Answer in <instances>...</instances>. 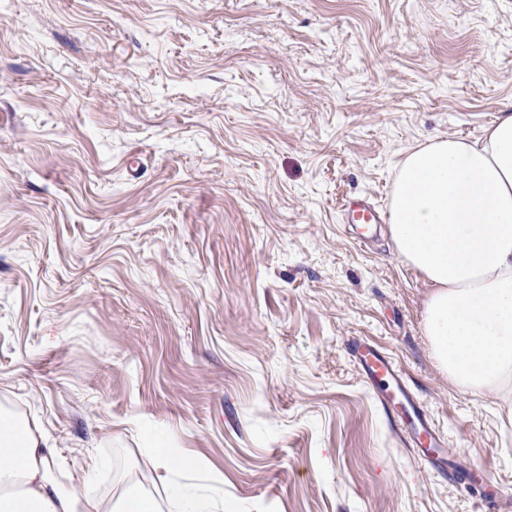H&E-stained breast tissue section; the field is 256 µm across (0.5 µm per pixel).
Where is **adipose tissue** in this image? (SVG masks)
<instances>
[{
    "label": "adipose tissue",
    "mask_w": 512,
    "mask_h": 512,
    "mask_svg": "<svg viewBox=\"0 0 512 512\" xmlns=\"http://www.w3.org/2000/svg\"><path fill=\"white\" fill-rule=\"evenodd\" d=\"M388 232L399 260L431 287L424 333L438 367L465 393L499 399L512 421V113L481 140L437 137L404 159ZM168 433L147 436L149 476L121 473L102 488L93 471L71 484L36 422L0 405V512H235L218 485L174 479L191 466Z\"/></svg>",
    "instance_id": "adipose-tissue-1"
}]
</instances>
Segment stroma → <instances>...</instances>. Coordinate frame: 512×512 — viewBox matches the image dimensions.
<instances>
[{"label":"stroma","mask_w":512,"mask_h":512,"mask_svg":"<svg viewBox=\"0 0 512 512\" xmlns=\"http://www.w3.org/2000/svg\"><path fill=\"white\" fill-rule=\"evenodd\" d=\"M505 111L512 0H0V403L106 487L158 430L238 512H487L393 436L350 339L510 495L512 424L338 204Z\"/></svg>","instance_id":"1"}]
</instances>
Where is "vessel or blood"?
Returning a JSON list of instances; mask_svg holds the SVG:
<instances>
[{"instance_id": "1", "label": "vessel or blood", "mask_w": 512, "mask_h": 512, "mask_svg": "<svg viewBox=\"0 0 512 512\" xmlns=\"http://www.w3.org/2000/svg\"><path fill=\"white\" fill-rule=\"evenodd\" d=\"M385 220L382 208L370 199L350 201L341 210L342 223L356 226V241L364 248L369 245L373 229ZM348 350L391 429L424 468L442 472L448 482L479 488L490 502L501 498V486L483 467L447 468L445 434L434 423L428 409L411 390L405 375L387 352L364 336L353 339Z\"/></svg>"}]
</instances>
